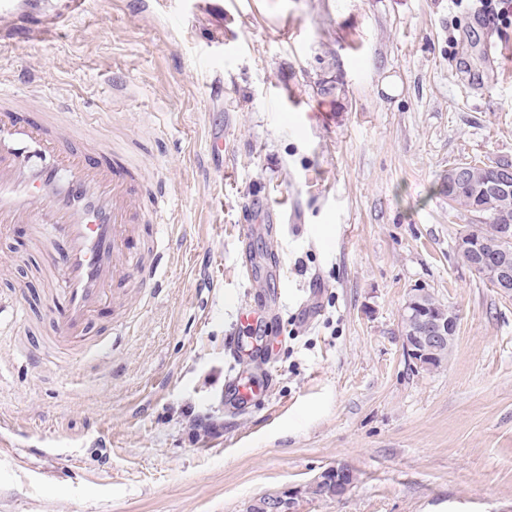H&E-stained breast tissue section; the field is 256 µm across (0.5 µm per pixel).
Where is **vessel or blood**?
<instances>
[{"label":"vessel or blood","instance_id":"b4317fda","mask_svg":"<svg viewBox=\"0 0 512 512\" xmlns=\"http://www.w3.org/2000/svg\"><path fill=\"white\" fill-rule=\"evenodd\" d=\"M14 94L0 89V224H27L56 254L50 312L59 344L81 349L97 333L99 308L137 281L157 290L163 252H137L149 214L173 205L165 188L135 177L125 153L83 135L59 138L54 116L18 118Z\"/></svg>","mask_w":512,"mask_h":512}]
</instances>
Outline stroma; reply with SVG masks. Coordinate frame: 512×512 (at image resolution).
I'll list each match as a JSON object with an SVG mask.
<instances>
[{"label": "stroma", "instance_id": "obj_1", "mask_svg": "<svg viewBox=\"0 0 512 512\" xmlns=\"http://www.w3.org/2000/svg\"><path fill=\"white\" fill-rule=\"evenodd\" d=\"M484 0H21L0 86L138 144L173 207L162 289L128 286L94 346L48 341L46 253L0 239V512H512V297L455 251L449 168L512 160V23ZM340 80L325 96L324 81ZM224 136V154L208 149ZM458 316L408 359L411 289ZM271 373L224 401L241 308ZM356 473L312 497L329 466Z\"/></svg>", "mask_w": 512, "mask_h": 512}]
</instances>
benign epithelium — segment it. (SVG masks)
Segmentation results:
<instances>
[{
    "mask_svg": "<svg viewBox=\"0 0 512 512\" xmlns=\"http://www.w3.org/2000/svg\"><path fill=\"white\" fill-rule=\"evenodd\" d=\"M477 171L467 165L448 169V187L454 189L464 184H474ZM455 250L462 256L472 273L494 285L505 296L512 295V252L496 247L484 239L478 229H466L459 234ZM425 292L413 289L408 295L401 313V321L414 324V328L403 333V345L407 356L424 369L441 366L450 353L455 340L457 314L453 310L432 309L423 303ZM345 466L334 465L321 474L323 480L333 478L336 482L335 497L346 494L353 483L344 480ZM259 512H292V497L273 495L265 497L258 504Z\"/></svg>",
    "mask_w": 512,
    "mask_h": 512,
    "instance_id": "benign-epithelium-1",
    "label": "benign epithelium"
}]
</instances>
